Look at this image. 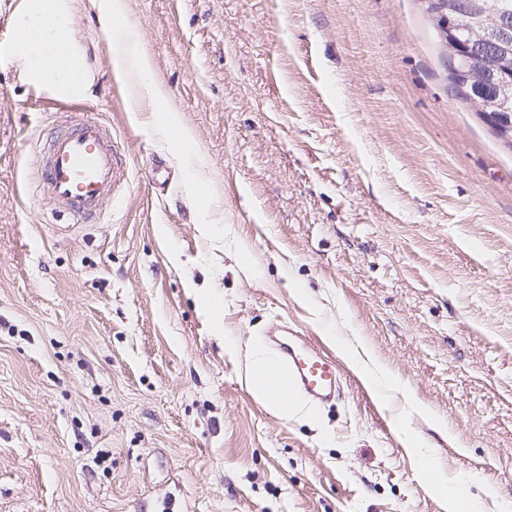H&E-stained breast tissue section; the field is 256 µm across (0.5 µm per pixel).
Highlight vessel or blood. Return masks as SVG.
<instances>
[{"instance_id": "vessel-or-blood-1", "label": "vessel or blood", "mask_w": 512, "mask_h": 512, "mask_svg": "<svg viewBox=\"0 0 512 512\" xmlns=\"http://www.w3.org/2000/svg\"><path fill=\"white\" fill-rule=\"evenodd\" d=\"M42 194L56 211L75 222L89 221L97 207L123 186L128 166L125 156L100 122L90 119L58 134L39 159ZM275 359L286 371L290 387L315 406L335 400L342 380L336 361L310 341L283 336Z\"/></svg>"}]
</instances>
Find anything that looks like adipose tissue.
Segmentation results:
<instances>
[{"label":"adipose tissue","instance_id":"ef3b65f1","mask_svg":"<svg viewBox=\"0 0 512 512\" xmlns=\"http://www.w3.org/2000/svg\"><path fill=\"white\" fill-rule=\"evenodd\" d=\"M10 7L6 17L9 35L0 39V62L12 66L26 87L63 100L91 95L94 64L76 33L77 14L86 11L97 24L113 79L129 92L131 111L146 107L155 112V134L177 144V157L190 171L203 172L207 159L192 129L170 105L153 61L141 46L140 34L128 20L126 0H12ZM252 387L275 411L298 412L299 404L291 393L276 387L269 362L257 361Z\"/></svg>","mask_w":512,"mask_h":512}]
</instances>
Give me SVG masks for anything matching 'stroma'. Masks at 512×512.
<instances>
[{
  "instance_id": "35a3bbf8",
  "label": "stroma",
  "mask_w": 512,
  "mask_h": 512,
  "mask_svg": "<svg viewBox=\"0 0 512 512\" xmlns=\"http://www.w3.org/2000/svg\"><path fill=\"white\" fill-rule=\"evenodd\" d=\"M427 4L127 0L208 159L195 195L106 54L80 101L0 63V512H448L411 433L512 512V148ZM87 118L129 173L78 226L38 151ZM279 322L340 363L334 405L253 392ZM360 339L421 410L378 400ZM270 365V362L263 361L262 358L256 362L252 378L255 393L283 415L297 413L300 410L298 402L290 392H282L276 387Z\"/></svg>"
}]
</instances>
